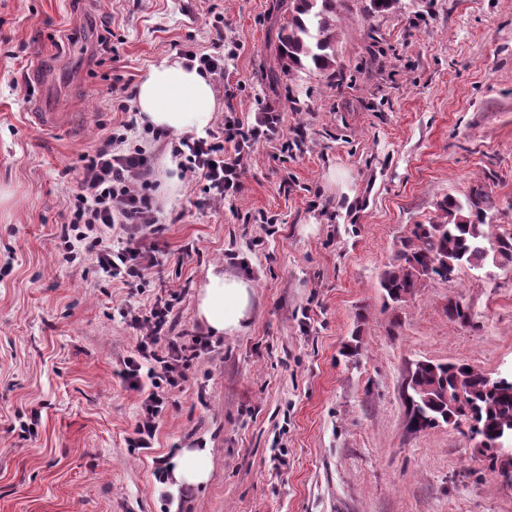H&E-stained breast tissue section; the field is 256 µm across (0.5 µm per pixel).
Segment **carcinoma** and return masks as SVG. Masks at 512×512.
Wrapping results in <instances>:
<instances>
[{"mask_svg": "<svg viewBox=\"0 0 512 512\" xmlns=\"http://www.w3.org/2000/svg\"><path fill=\"white\" fill-rule=\"evenodd\" d=\"M342 0H288V22L277 38L288 69L336 75V27ZM400 0H368L365 13L375 17L397 9ZM487 194L478 186L464 198L452 194L436 204L435 214L416 224L401 241L381 288L393 302L412 296L425 282L448 283L467 267L481 271L497 262L512 265V234L494 230L487 221ZM448 320L472 321L469 306L448 300ZM498 383L461 362L420 360L406 382L407 429L424 432L439 423L469 425L475 436L512 434V373Z\"/></svg>", "mask_w": 512, "mask_h": 512, "instance_id": "obj_1", "label": "carcinoma"}]
</instances>
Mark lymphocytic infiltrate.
I'll return each mask as SVG.
<instances>
[{
	"instance_id": "lymphocytic-infiltrate-1",
	"label": "lymphocytic infiltrate",
	"mask_w": 512,
	"mask_h": 512,
	"mask_svg": "<svg viewBox=\"0 0 512 512\" xmlns=\"http://www.w3.org/2000/svg\"><path fill=\"white\" fill-rule=\"evenodd\" d=\"M107 94L124 117L105 128L92 152L81 155L77 186L65 199L66 220L59 238L69 259H91L104 280L141 293L162 254L158 237L164 226L154 195L158 179L150 146L165 137L139 124L137 112L128 106L133 96L128 85L110 84ZM279 136L273 115L249 125L229 112L206 136L184 135L169 141L173 156L184 160V176L201 181L203 195L197 203L207 206L240 194L244 155L258 141ZM177 298L172 292L144 307L116 308L121 321L136 334L135 351L117 372L124 385L141 395L128 438L133 448L152 449L158 423L168 409L169 392L187 382L192 362L210 346L205 336L174 335Z\"/></svg>"
}]
</instances>
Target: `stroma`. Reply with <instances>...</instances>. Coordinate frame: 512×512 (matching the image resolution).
Returning a JSON list of instances; mask_svg holds the SVG:
<instances>
[{"mask_svg": "<svg viewBox=\"0 0 512 512\" xmlns=\"http://www.w3.org/2000/svg\"><path fill=\"white\" fill-rule=\"evenodd\" d=\"M362 7L340 11L339 81L281 72L282 0H0V512H512V447L410 432L404 402L420 360L512 368V266L461 269L399 304L380 287L447 194L484 186L512 232V0ZM219 22L234 55L212 77L216 121L273 112L294 147L257 143L224 203L198 207L186 180L156 193L167 260L142 301L177 290L176 332L206 334L197 293L219 266L253 283V312L194 361L145 451L127 443L140 395L116 375L136 345L113 314L127 295L67 261L57 227L81 155L120 118L108 80L210 52ZM35 107L75 118L48 130ZM452 298L471 324L449 321ZM33 410L29 436L16 415ZM176 447L207 449L204 485L174 493L156 476Z\"/></svg>", "mask_w": 512, "mask_h": 512, "instance_id": "35a3bbf8", "label": "stroma"}]
</instances>
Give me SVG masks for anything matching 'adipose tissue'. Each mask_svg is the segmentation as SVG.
I'll return each mask as SVG.
<instances>
[{
    "label": "adipose tissue",
    "mask_w": 512,
    "mask_h": 512,
    "mask_svg": "<svg viewBox=\"0 0 512 512\" xmlns=\"http://www.w3.org/2000/svg\"><path fill=\"white\" fill-rule=\"evenodd\" d=\"M141 120L172 134L201 133L218 110L213 81L197 66L179 57L163 59L141 77L136 92ZM252 283L210 267L197 302L199 319L211 333L234 334L252 316ZM174 488H193L207 481L208 455L203 448L182 449L168 466Z\"/></svg>",
    "instance_id": "obj_1"
}]
</instances>
